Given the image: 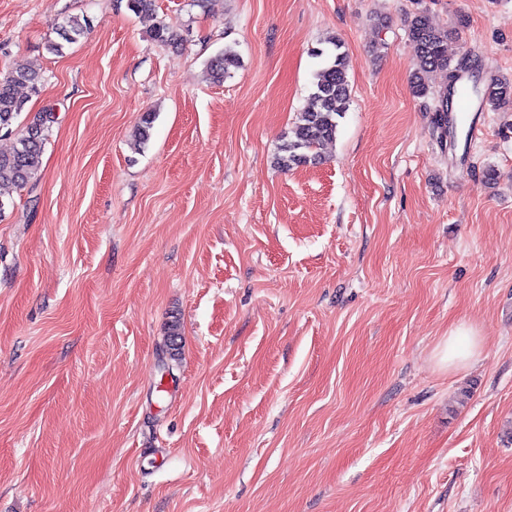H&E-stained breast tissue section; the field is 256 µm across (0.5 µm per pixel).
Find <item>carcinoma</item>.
I'll list each match as a JSON object with an SVG mask.
<instances>
[{"instance_id": "cac0c4a2", "label": "carcinoma", "mask_w": 512, "mask_h": 512, "mask_svg": "<svg viewBox=\"0 0 512 512\" xmlns=\"http://www.w3.org/2000/svg\"><path fill=\"white\" fill-rule=\"evenodd\" d=\"M88 26V19L77 15L67 16L52 24L57 35L69 44L84 37ZM408 36L416 60V71L411 82L414 95L427 96V74L434 70H443L448 74V82L453 85L461 77H469L476 97L495 110L512 102L511 81L494 79L483 91L465 57L457 60L448 57V29L435 25L426 13L420 12L410 18ZM150 38L163 45H176L184 41L183 36L163 20L153 24ZM328 43L332 45V51L325 66L315 74L312 102L305 111L298 113L296 121L283 136L275 154V164L284 170L319 163L318 149L336 138L339 119L348 110L350 94L347 55L342 51L339 40L330 39ZM239 66L238 53L233 48L226 47L223 53L210 61L207 75L210 80L221 82L231 76L232 70ZM40 82L41 77L35 71L20 63L14 64L4 73L0 72V133L5 136L13 133L17 135L16 145L8 152H0V218L5 212V195L13 189L26 188L36 179L41 168L47 132L53 122L52 113L46 110L37 112L26 126L20 129L14 127L27 103L26 98L18 95V88L28 87L36 93ZM448 112V91L445 90L434 109L433 118L434 124L445 136L449 132ZM155 119L153 112L142 115L135 133L134 148H141L149 140ZM179 339L181 324L174 319L168 325L164 343L166 354L172 359L179 358Z\"/></svg>"}]
</instances>
